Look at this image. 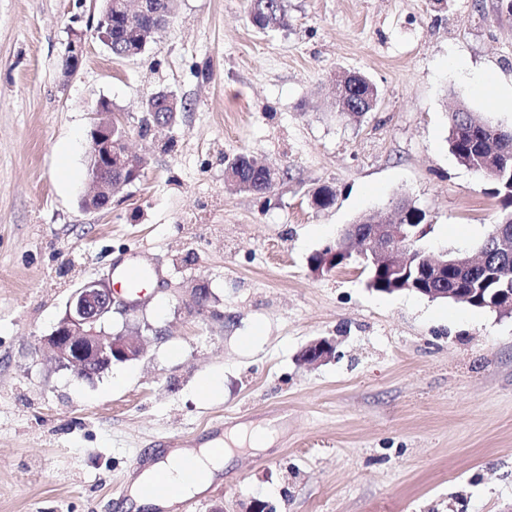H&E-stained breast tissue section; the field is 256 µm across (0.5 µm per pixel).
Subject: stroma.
<instances>
[{"label":"stroma","instance_id":"35a3bbf8","mask_svg":"<svg viewBox=\"0 0 512 512\" xmlns=\"http://www.w3.org/2000/svg\"><path fill=\"white\" fill-rule=\"evenodd\" d=\"M286 5L287 27L262 32L247 0H178L147 50L119 59L94 35L99 0H0V512H128L124 488L156 443L196 448L228 420L273 441L240 446L193 512H512V315L374 291L356 262L309 265L400 194L424 212L430 252L477 253L500 204L452 155L449 114L461 101L512 125V13L502 0ZM75 30L86 45L68 76ZM489 71L502 97L473 93ZM345 72L378 90L358 122L333 107ZM160 91L177 120L140 136ZM102 101L145 166L88 211ZM237 153L283 171L273 192L225 183ZM323 185L336 199L318 209ZM134 260L160 277L110 327L139 335L141 356L91 380L58 369L40 340L72 291ZM199 282L212 313L189 310ZM320 337L333 357L303 364ZM206 373L220 394L199 393Z\"/></svg>","mask_w":512,"mask_h":512}]
</instances>
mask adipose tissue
Wrapping results in <instances>:
<instances>
[{"label":"adipose tissue","mask_w":512,"mask_h":512,"mask_svg":"<svg viewBox=\"0 0 512 512\" xmlns=\"http://www.w3.org/2000/svg\"><path fill=\"white\" fill-rule=\"evenodd\" d=\"M231 456V449L227 448L218 452L210 442L205 443L201 448L189 450L188 453L178 452L169 456L159 470L145 472L140 477L138 486L132 487L131 496L136 507L162 506V499L144 496L140 491L142 485L159 480L164 481L168 488L174 490L180 497L204 491L214 476L228 463ZM188 458L194 460L197 465L199 471L197 479L189 480L184 475L183 462Z\"/></svg>","instance_id":"adipose-tissue-1"}]
</instances>
